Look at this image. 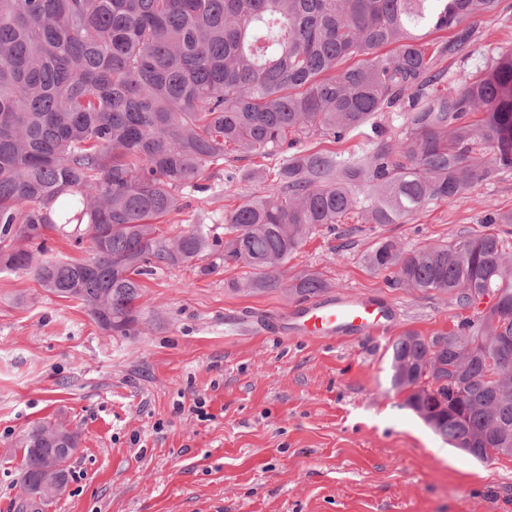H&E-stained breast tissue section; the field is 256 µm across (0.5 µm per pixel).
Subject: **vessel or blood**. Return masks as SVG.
<instances>
[{"mask_svg": "<svg viewBox=\"0 0 512 512\" xmlns=\"http://www.w3.org/2000/svg\"><path fill=\"white\" fill-rule=\"evenodd\" d=\"M391 319L387 305L374 298L324 296L302 304L281 328L313 338L342 339L389 333Z\"/></svg>", "mask_w": 512, "mask_h": 512, "instance_id": "1", "label": "vessel or blood"}]
</instances>
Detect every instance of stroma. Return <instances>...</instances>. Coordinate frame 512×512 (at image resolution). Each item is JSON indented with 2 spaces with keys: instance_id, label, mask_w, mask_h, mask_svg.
I'll use <instances>...</instances> for the list:
<instances>
[{
  "instance_id": "35a3bbf8",
  "label": "stroma",
  "mask_w": 512,
  "mask_h": 512,
  "mask_svg": "<svg viewBox=\"0 0 512 512\" xmlns=\"http://www.w3.org/2000/svg\"><path fill=\"white\" fill-rule=\"evenodd\" d=\"M512 50V0L484 19L464 56L444 59L449 84ZM257 156L228 155L186 189L170 234L224 213L264 183ZM490 210L512 212V172L433 201L400 224L356 220L322 231L288 262L319 273L330 293L393 309L391 338L313 339L278 333L297 303L280 289L234 292L240 268L203 262L144 278L131 336L101 331L78 301L31 275L0 272V512L23 494L20 439L33 422L79 434L63 495L43 512H512V458L480 463L445 444L392 389L391 339L447 332L477 307L391 287L365 254L383 239L407 247L496 233Z\"/></svg>"
}]
</instances>
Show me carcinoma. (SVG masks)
Instances as JSON below:
<instances>
[{
    "label": "carcinoma",
    "mask_w": 512,
    "mask_h": 512,
    "mask_svg": "<svg viewBox=\"0 0 512 512\" xmlns=\"http://www.w3.org/2000/svg\"><path fill=\"white\" fill-rule=\"evenodd\" d=\"M500 0H0V272L31 274L46 292L83 304L103 331L131 336L140 277L214 258L244 268L235 292L284 288L317 295L306 273L288 284V261L322 228L354 216L399 224L512 169V52L445 87L440 61L461 55ZM433 44L419 32L450 30ZM358 58L350 64L348 60ZM396 114L399 132L376 131L348 156L284 149L337 141ZM477 112L482 117L470 120ZM231 153L266 163L247 178L269 183L224 211V236L193 224L171 236L161 223L182 192ZM89 243L86 260L42 259L47 233ZM395 285L498 300L457 329L409 331L391 345L392 386L424 376L438 347L434 389L444 406L432 429L455 448H512V244L494 233L404 249L386 239L365 255ZM495 355V368L487 356ZM38 421L21 448V509L55 497L40 465L69 457Z\"/></svg>",
    "instance_id": "cac0c4a2"
}]
</instances>
